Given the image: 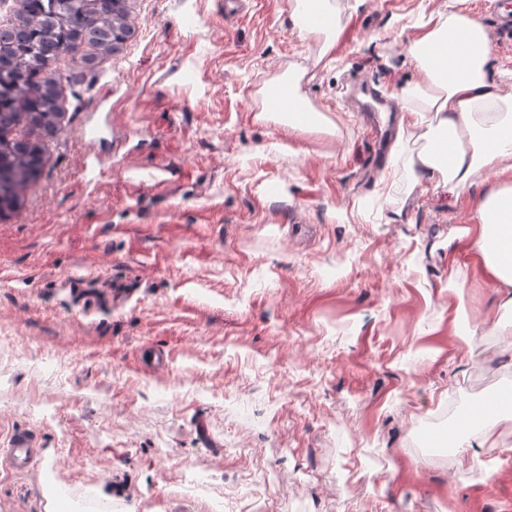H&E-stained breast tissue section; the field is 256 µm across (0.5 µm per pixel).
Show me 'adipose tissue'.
Segmentation results:
<instances>
[{
  "label": "adipose tissue",
  "instance_id": "1",
  "mask_svg": "<svg viewBox=\"0 0 512 512\" xmlns=\"http://www.w3.org/2000/svg\"><path fill=\"white\" fill-rule=\"evenodd\" d=\"M410 50L423 81L400 88V109L433 113L435 134L448 135L449 142L447 154H418L408 177L417 184L441 173L453 193L477 169L493 171L494 188L477 200L480 232L471 246L484 273L502 289V308L512 310V98L501 95L492 77L493 42L477 17L452 11L430 14Z\"/></svg>",
  "mask_w": 512,
  "mask_h": 512
}]
</instances>
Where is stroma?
<instances>
[{
    "mask_svg": "<svg viewBox=\"0 0 512 512\" xmlns=\"http://www.w3.org/2000/svg\"><path fill=\"white\" fill-rule=\"evenodd\" d=\"M294 3L125 0L118 50L57 58L62 128L0 215V444L35 430L46 461L0 470V512L67 484L112 512H512V429L477 470L461 424L512 393V310L459 236L494 177L411 185L431 114L379 151L356 110L421 80L418 19L454 0H327L331 43ZM285 78L318 123L266 110Z\"/></svg>",
    "mask_w": 512,
    "mask_h": 512,
    "instance_id": "obj_1",
    "label": "stroma"
}]
</instances>
